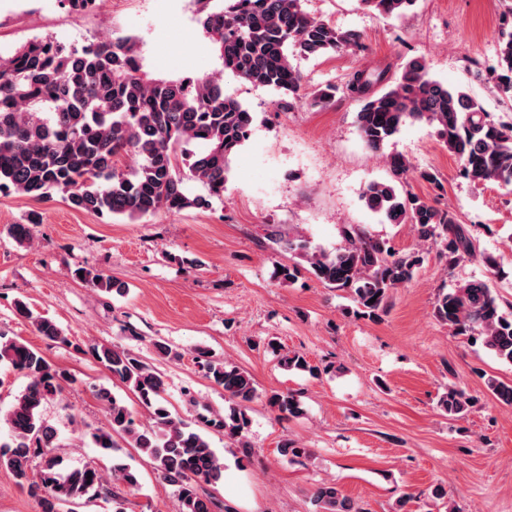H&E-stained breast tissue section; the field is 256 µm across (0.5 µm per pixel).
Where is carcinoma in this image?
<instances>
[{
  "label": "carcinoma",
  "mask_w": 512,
  "mask_h": 512,
  "mask_svg": "<svg viewBox=\"0 0 512 512\" xmlns=\"http://www.w3.org/2000/svg\"><path fill=\"white\" fill-rule=\"evenodd\" d=\"M415 2L360 0L383 18L401 17ZM197 3L199 23L223 72L311 106L331 103L338 88L326 84L307 93L293 60L363 47L357 31H342L311 16L303 0H223L217 9L210 8L211 0ZM496 54L498 65L487 81L498 94L512 98V2L501 12ZM345 89L360 104L357 127L370 150L382 151L406 122H425L436 127L448 152L458 157L464 178L481 186H512V125L491 121L478 99L432 77L423 60H408L394 75L358 69ZM253 122L254 113L224 93L219 77H151L131 37L79 49L51 37L35 38L7 56L0 54V192L37 198L58 192L74 209L131 222L160 209H206L211 199L224 196L230 162ZM123 155L133 156L136 166L118 168ZM389 166L392 180L371 182L363 190L367 208L391 224L413 225L420 240L439 246L452 266L474 257L473 239L451 213L399 188L412 173L411 163L392 155ZM188 180L200 183L207 194L191 195ZM343 237V247L326 253L300 236L270 231L272 240L307 262L319 282L349 292L354 315L379 318L387 312L390 292L413 278L423 258L397 254L358 225L344 227ZM83 279L107 293L124 292L117 282L87 270ZM15 312L44 338L72 344L53 320L27 303L15 302ZM434 314L454 334L481 342L500 361L512 364V313L501 310L488 282L467 281L439 293ZM90 352L135 393L152 420L149 425L137 421L121 399L99 389L96 395L108 405L110 429L90 433L93 446L110 456L118 450L114 436L128 438L151 458L158 475L177 487L179 512H213L214 502L201 487L221 482L224 456L166 405L161 373L114 345H93ZM195 359L204 376L224 389L228 402L224 415L207 424L250 457L246 433L250 404L259 396L255 381L207 350H197ZM0 362L27 380L11 405L0 409V425L7 428L0 439V468L10 470L16 485L39 500L41 512H74L71 505L90 494L112 498V512H125L97 467L63 469V460L54 453L57 430L42 411L75 377L27 342L1 335ZM283 365L314 372L296 353L284 357ZM485 384L500 403L512 406V383L490 376ZM266 401L280 418L302 414L291 392L273 391ZM471 403L456 387L438 400L450 416L463 415ZM34 457L41 459L36 479L29 474ZM112 473L129 489L138 488V472L129 465L116 463ZM313 500L319 512H362L333 483L317 486Z\"/></svg>",
  "instance_id": "carcinoma-1"
}]
</instances>
